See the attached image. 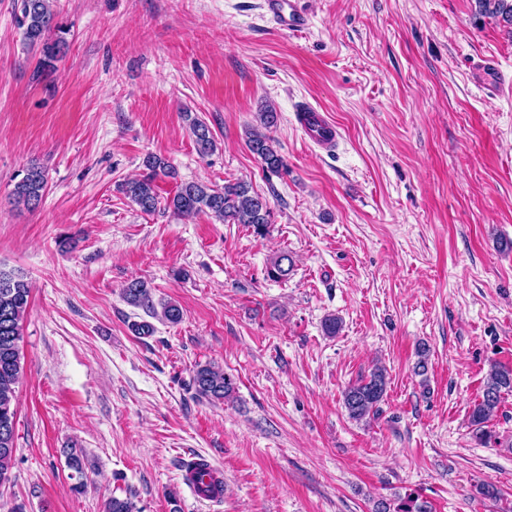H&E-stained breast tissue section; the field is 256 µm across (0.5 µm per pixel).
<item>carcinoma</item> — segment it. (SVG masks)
Returning a JSON list of instances; mask_svg holds the SVG:
<instances>
[{
	"instance_id": "cac0c4a2",
	"label": "carcinoma",
	"mask_w": 512,
	"mask_h": 512,
	"mask_svg": "<svg viewBox=\"0 0 512 512\" xmlns=\"http://www.w3.org/2000/svg\"><path fill=\"white\" fill-rule=\"evenodd\" d=\"M478 14L500 19L512 25V0H475ZM53 0H17L18 24L26 43L40 49L42 64L55 61L65 46L60 37L53 33L62 29L56 21L51 5ZM195 137L197 148L207 153L213 148V137L207 124L196 117L185 115ZM246 146L256 155L266 171L278 174L288 170L284 158L273 145V140L264 133L251 132ZM146 173L120 185V191L145 214L155 212L159 197L155 180L172 177L173 169L161 158L149 156L145 161ZM47 189L45 172L36 164L23 170L22 177L15 184L16 201L34 210L40 206ZM165 208L178 216L189 217L200 212L211 214L224 224H246L262 235L271 223V211L266 198L254 191L250 182L240 180L215 188L203 182H185L177 186L173 197L166 201ZM291 255H278L267 268V276L281 280L293 271ZM31 287L23 275L0 267V485L9 481V472L14 460L16 433V385L21 374V322L29 304ZM125 301L136 307L154 309L150 289L145 281L135 278L123 288ZM387 372L383 367L375 368L370 375L359 379L343 392V405L350 418L358 421L379 409L386 395ZM196 394L208 400H222L232 395L233 379L218 366L199 365L193 374ZM504 391H512V370L495 367L489 373L482 394V400L470 414L473 434L482 443L491 440L492 434L485 428L501 401ZM67 466L73 471L70 478L77 479L73 490L79 492L84 483V456L71 453ZM104 512H136L129 498L111 496L104 503ZM375 512H430L426 502L412 493L403 498L379 500Z\"/></svg>"
}]
</instances>
